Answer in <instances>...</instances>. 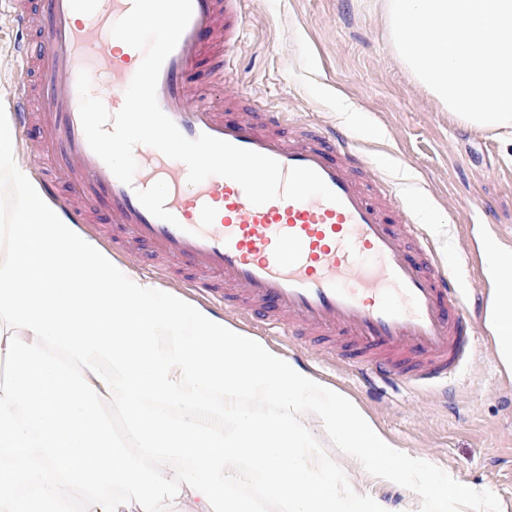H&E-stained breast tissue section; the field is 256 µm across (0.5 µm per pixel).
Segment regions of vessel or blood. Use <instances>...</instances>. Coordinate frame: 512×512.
<instances>
[{
  "label": "vessel or blood",
  "instance_id": "obj_1",
  "mask_svg": "<svg viewBox=\"0 0 512 512\" xmlns=\"http://www.w3.org/2000/svg\"><path fill=\"white\" fill-rule=\"evenodd\" d=\"M8 2L16 24L42 38L38 55H20L22 71L39 82L19 85L14 119L43 127L33 161L46 170V195L74 224L107 201L113 242L146 246L174 283L197 284L225 310L341 344L346 358L387 380L444 382L457 372L471 349L463 293L392 189L369 181L350 139L267 108L225 116L209 92L185 82V72L207 59L212 84L225 85L242 0H192V17L160 70L159 106L187 138L205 133L286 170L312 168L337 202L278 198L256 206L224 177L189 184L184 163L145 145L135 148L132 184L122 183L86 141L76 83L88 71L107 109H121L142 54L118 43L111 28L132 0Z\"/></svg>",
  "mask_w": 512,
  "mask_h": 512
}]
</instances>
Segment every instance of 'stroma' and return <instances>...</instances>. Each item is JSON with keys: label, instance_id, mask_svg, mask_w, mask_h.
Instances as JSON below:
<instances>
[{"label": "stroma", "instance_id": "stroma-1", "mask_svg": "<svg viewBox=\"0 0 512 512\" xmlns=\"http://www.w3.org/2000/svg\"><path fill=\"white\" fill-rule=\"evenodd\" d=\"M242 13L233 77L243 105L352 134L368 173L402 198L441 265L468 292L490 297L476 236L482 230L507 236L512 249V128L479 131L448 112L399 56L374 0H244ZM18 43L32 49L36 39L20 33L0 5V104L9 113L20 80L12 54ZM437 225L442 234H434ZM174 290L338 390L400 452L494 492L502 512H512V368L504 367L485 316L471 315L473 348L448 387L411 388L364 380L321 342L270 329L252 315L224 313L191 284ZM301 421L356 493L385 512H420L416 493L369 474L337 449L318 416L306 413Z\"/></svg>", "mask_w": 512, "mask_h": 512}]
</instances>
